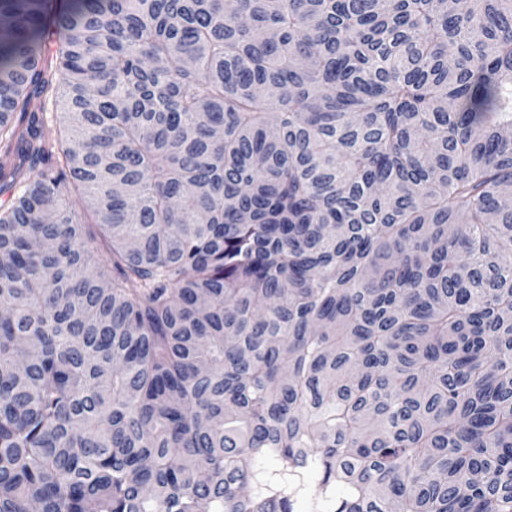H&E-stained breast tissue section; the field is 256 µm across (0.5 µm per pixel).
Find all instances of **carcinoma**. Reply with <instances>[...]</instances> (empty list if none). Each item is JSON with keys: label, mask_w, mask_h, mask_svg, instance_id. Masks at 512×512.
I'll list each match as a JSON object with an SVG mask.
<instances>
[{"label": "carcinoma", "mask_w": 512, "mask_h": 512, "mask_svg": "<svg viewBox=\"0 0 512 512\" xmlns=\"http://www.w3.org/2000/svg\"><path fill=\"white\" fill-rule=\"evenodd\" d=\"M6 180L0 512H512V0H0Z\"/></svg>", "instance_id": "obj_1"}]
</instances>
